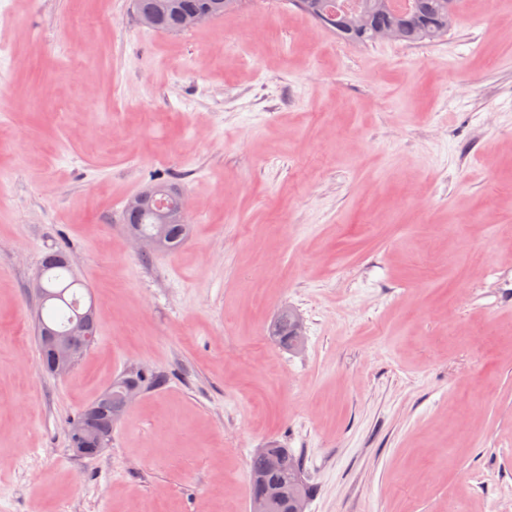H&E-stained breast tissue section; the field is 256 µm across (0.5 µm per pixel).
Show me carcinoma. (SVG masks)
<instances>
[{
  "label": "carcinoma",
  "instance_id": "obj_1",
  "mask_svg": "<svg viewBox=\"0 0 512 512\" xmlns=\"http://www.w3.org/2000/svg\"><path fill=\"white\" fill-rule=\"evenodd\" d=\"M240 0H133V9L140 23L152 30L171 33L179 31L182 16L191 11L208 10L215 17L224 16L229 3ZM294 5L310 15L320 26L354 43L379 41L378 28L396 27L397 42L415 45L438 40L448 33V0H415L416 7L408 15L394 8L395 0H358L367 22L360 24L352 15L332 17L330 6L336 0H292ZM146 201L139 207H124L122 213L126 230L144 236L158 233V213L166 211L175 217V208L181 193L172 184L159 181L145 190ZM189 225L170 222L165 225L159 251L171 252L185 239ZM41 291L37 330L54 327L60 331L68 328L71 320L84 313L91 324H96L94 314L81 308L77 289L83 284L72 275L68 255L62 251L46 254L38 272ZM297 311L291 306L282 307L271 327L270 335L283 348L293 349V326ZM162 380L158 373L137 370L113 380L110 388L102 392L78 416L79 421H89L92 433L108 444L112 438L113 415L125 411L124 395L130 385L138 388Z\"/></svg>",
  "mask_w": 512,
  "mask_h": 512
}]
</instances>
